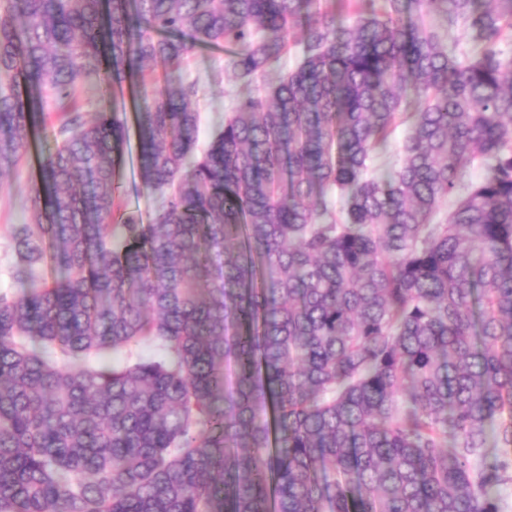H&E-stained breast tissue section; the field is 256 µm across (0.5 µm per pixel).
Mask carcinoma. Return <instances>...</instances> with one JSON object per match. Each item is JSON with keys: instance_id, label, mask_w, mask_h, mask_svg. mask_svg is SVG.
I'll return each instance as SVG.
<instances>
[{"instance_id": "cac0c4a2", "label": "carcinoma", "mask_w": 512, "mask_h": 512, "mask_svg": "<svg viewBox=\"0 0 512 512\" xmlns=\"http://www.w3.org/2000/svg\"><path fill=\"white\" fill-rule=\"evenodd\" d=\"M326 2L0 0V178L65 112L0 293V512H504L512 0ZM93 75L140 88L147 223ZM188 71L191 78L197 80L198 94L194 105L200 112L199 144L205 147L214 134L211 122L213 112L229 106L235 87L231 77L224 75V50L221 48L207 47L196 51ZM217 72L223 73V79L219 82L214 79Z\"/></svg>"}]
</instances>
